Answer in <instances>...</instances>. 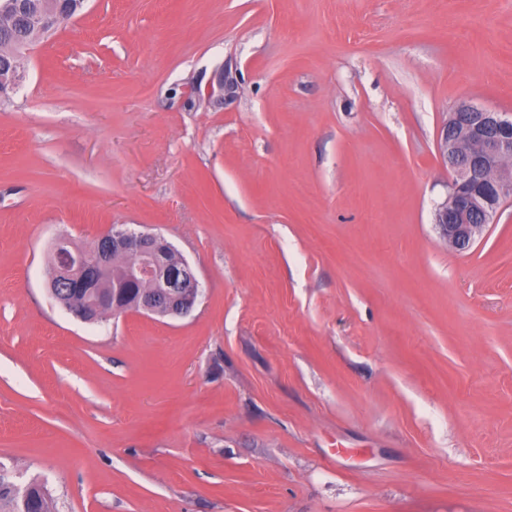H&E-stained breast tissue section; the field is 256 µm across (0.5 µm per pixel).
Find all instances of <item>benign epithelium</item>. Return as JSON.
<instances>
[{
    "label": "benign epithelium",
    "instance_id": "benign-epithelium-1",
    "mask_svg": "<svg viewBox=\"0 0 512 512\" xmlns=\"http://www.w3.org/2000/svg\"><path fill=\"white\" fill-rule=\"evenodd\" d=\"M193 89L195 96L185 98L188 105L219 104L237 95L240 81L222 65L205 86L195 84ZM436 150L451 177L448 195L435 209L434 224L448 247L465 251L495 223L504 200L512 195V114L460 103L450 113ZM171 249L161 236L123 224L112 225L92 253L74 248L62 236L55 240L45 269L46 286L53 297L62 284L80 295L95 287L99 273L111 269L112 262L130 257L113 279L112 292L98 293L86 305L71 302L65 310L85 323L100 320L104 313L186 316L202 286L185 259L176 266L168 263Z\"/></svg>",
    "mask_w": 512,
    "mask_h": 512
}]
</instances>
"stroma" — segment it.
I'll list each match as a JSON object with an SVG mask.
<instances>
[{
  "label": "stroma",
  "instance_id": "obj_1",
  "mask_svg": "<svg viewBox=\"0 0 512 512\" xmlns=\"http://www.w3.org/2000/svg\"><path fill=\"white\" fill-rule=\"evenodd\" d=\"M0 109V462L57 512H512V198L433 222L512 0H87ZM237 69L222 106L171 88ZM163 236L184 317L74 319L57 236Z\"/></svg>",
  "mask_w": 512,
  "mask_h": 512
}]
</instances>
